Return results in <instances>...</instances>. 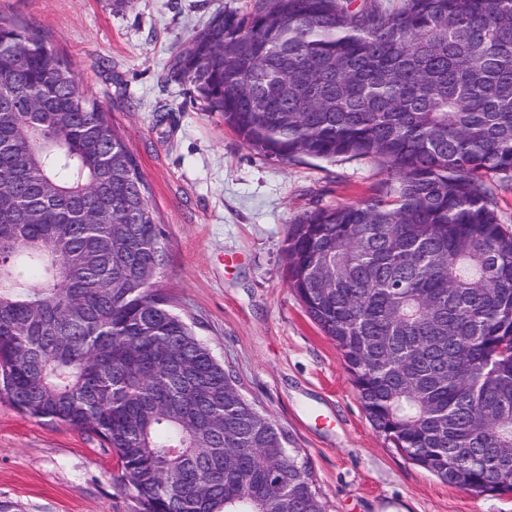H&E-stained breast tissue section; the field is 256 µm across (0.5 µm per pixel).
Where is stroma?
<instances>
[{
  "mask_svg": "<svg viewBox=\"0 0 512 512\" xmlns=\"http://www.w3.org/2000/svg\"><path fill=\"white\" fill-rule=\"evenodd\" d=\"M256 0H0L40 26L81 88L111 112L167 234L161 288L195 324L243 395L310 459L328 512H512L393 448L368 419L335 342L286 280L287 227L317 207L370 196L377 163L268 158L175 74L219 13ZM111 449L0 400V512H138Z\"/></svg>",
  "mask_w": 512,
  "mask_h": 512,
  "instance_id": "obj_1",
  "label": "stroma"
}]
</instances>
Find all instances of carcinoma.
<instances>
[{"label":"carcinoma","mask_w":512,"mask_h":512,"mask_svg":"<svg viewBox=\"0 0 512 512\" xmlns=\"http://www.w3.org/2000/svg\"><path fill=\"white\" fill-rule=\"evenodd\" d=\"M178 70L279 159L374 160L287 227L288 285L392 446L512 493V0H258ZM323 264V280L311 276ZM136 158L42 29L0 17V400L95 435L140 512H327L288 432L155 288ZM492 188H496L498 197V218L500 223L508 231H512V185L503 183L498 178H493L488 183Z\"/></svg>","instance_id":"carcinoma-1"}]
</instances>
